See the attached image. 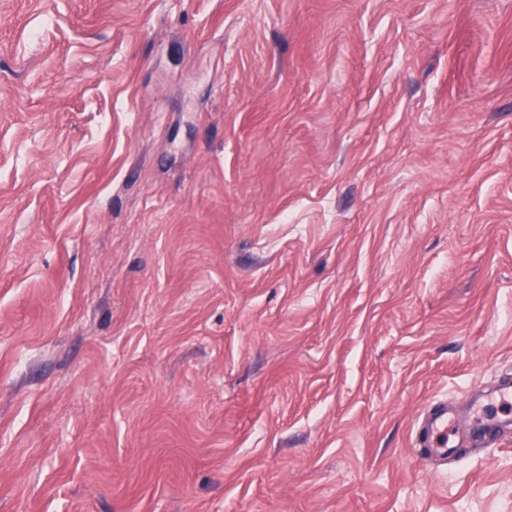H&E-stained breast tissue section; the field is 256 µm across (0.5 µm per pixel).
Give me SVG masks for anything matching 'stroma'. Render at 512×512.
I'll return each instance as SVG.
<instances>
[{"label": "stroma", "mask_w": 512, "mask_h": 512, "mask_svg": "<svg viewBox=\"0 0 512 512\" xmlns=\"http://www.w3.org/2000/svg\"><path fill=\"white\" fill-rule=\"evenodd\" d=\"M505 377L512 0H0V512H512ZM453 415L448 413L447 402H439L430 406L422 420L419 435V446L427 455L448 459L457 454L458 443H449L448 431L453 428Z\"/></svg>", "instance_id": "stroma-1"}]
</instances>
